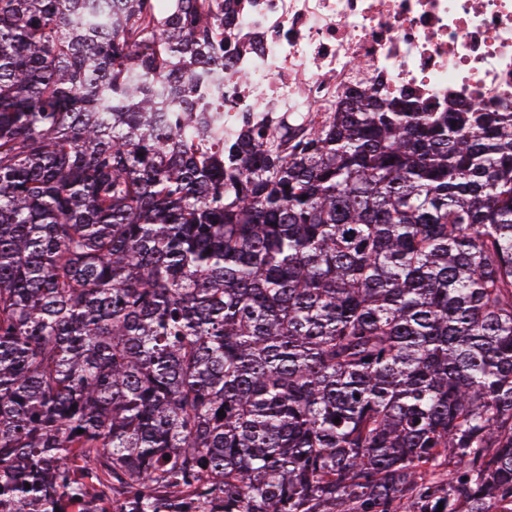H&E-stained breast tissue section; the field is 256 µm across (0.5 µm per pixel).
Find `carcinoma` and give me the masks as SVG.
<instances>
[{
    "instance_id": "cac0c4a2",
    "label": "carcinoma",
    "mask_w": 512,
    "mask_h": 512,
    "mask_svg": "<svg viewBox=\"0 0 512 512\" xmlns=\"http://www.w3.org/2000/svg\"><path fill=\"white\" fill-rule=\"evenodd\" d=\"M113 2L0 0V512H512V112L226 136Z\"/></svg>"
}]
</instances>
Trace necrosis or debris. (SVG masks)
<instances>
[{
  "label": "necrosis or debris",
  "mask_w": 512,
  "mask_h": 512,
  "mask_svg": "<svg viewBox=\"0 0 512 512\" xmlns=\"http://www.w3.org/2000/svg\"><path fill=\"white\" fill-rule=\"evenodd\" d=\"M242 112L314 118L377 88L423 112H512V0H240Z\"/></svg>",
  "instance_id": "4bbe7bcc"
}]
</instances>
